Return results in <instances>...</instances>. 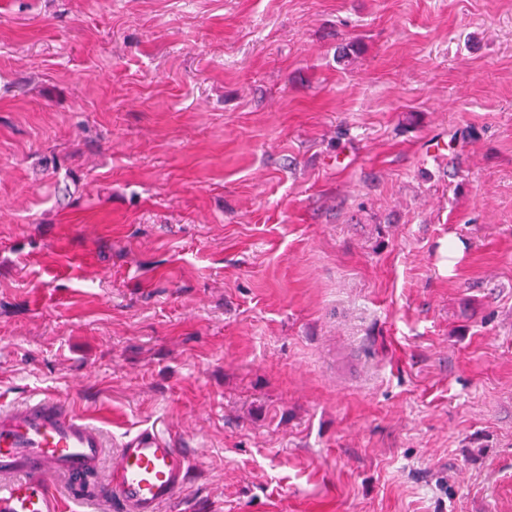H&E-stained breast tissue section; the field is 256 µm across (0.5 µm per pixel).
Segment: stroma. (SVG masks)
<instances>
[{"instance_id":"obj_1","label":"stroma","mask_w":512,"mask_h":512,"mask_svg":"<svg viewBox=\"0 0 512 512\" xmlns=\"http://www.w3.org/2000/svg\"><path fill=\"white\" fill-rule=\"evenodd\" d=\"M45 396L176 440L162 512H512V0H0Z\"/></svg>"}]
</instances>
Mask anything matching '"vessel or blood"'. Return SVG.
Here are the masks:
<instances>
[{"label": "vessel or blood", "instance_id": "1", "mask_svg": "<svg viewBox=\"0 0 512 512\" xmlns=\"http://www.w3.org/2000/svg\"><path fill=\"white\" fill-rule=\"evenodd\" d=\"M106 446L101 429L60 398L0 410V512H61L52 490L59 479L72 499L100 498L115 512H161L185 493L191 460L174 439L155 431L124 441L112 458L111 478L85 493Z\"/></svg>", "mask_w": 512, "mask_h": 512}]
</instances>
